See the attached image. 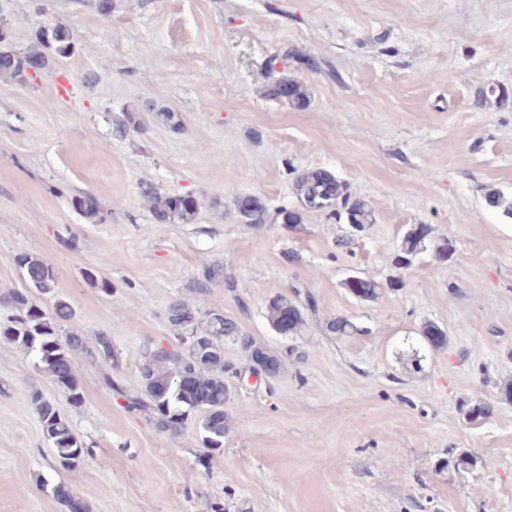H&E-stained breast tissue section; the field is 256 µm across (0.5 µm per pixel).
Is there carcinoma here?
I'll return each instance as SVG.
<instances>
[{
    "instance_id": "cac0c4a2",
    "label": "carcinoma",
    "mask_w": 512,
    "mask_h": 512,
    "mask_svg": "<svg viewBox=\"0 0 512 512\" xmlns=\"http://www.w3.org/2000/svg\"><path fill=\"white\" fill-rule=\"evenodd\" d=\"M8 41V29L0 25V74L20 76L31 68L34 61L39 62L42 68L46 65L48 51L58 58H67L73 52L71 32L63 25L40 29V49L24 56L1 49ZM270 94L285 98L297 107L307 102V91L298 82L276 79L271 85ZM295 190L304 208L319 212L328 219L336 217L357 228L374 221L370 206L363 200L353 198L345 181L324 171L315 170L298 175ZM147 191L153 198L156 216L161 220L184 221L195 213L194 203L176 197H161L151 187ZM238 212L246 224H266L269 220L267 207L257 198L240 200ZM430 234L431 230L426 225L406 232L399 252V261L404 266L411 267L417 255L427 250ZM20 264L29 284L53 300L52 309L45 311L36 307L26 293H10L7 303L19 315L11 324L0 326V339L18 344L33 354L38 364L64 390L70 402L78 405L82 402V394L72 367V353L84 349L91 356L109 364L115 359L112 338L98 336L95 344L89 347L83 337L65 331V326L73 318V309L55 291V277L50 265L27 255L20 258ZM382 289L383 285L379 282L363 277L358 278V283L350 287L355 296L370 301L376 299ZM268 313L272 326L280 334L285 327L290 333L297 331L303 322L299 303L284 295L269 301ZM169 320L183 329L184 335L179 337L180 348L171 352L157 347L145 350L140 367L145 397L126 395L110 379L107 380V386L127 400V408L151 416L162 429L177 428L183 425L190 413L204 411L201 420L204 446L219 451L224 446V403L229 396V387L224 379L227 368L224 362V341L239 344L252 363V372L258 376H276L281 360L253 338L243 335L237 322L231 318L216 315L201 330L198 311L184 302H177L169 308ZM421 337L432 350L444 347L448 341L446 332L432 322L423 326ZM184 370L190 371L193 377V392L189 395L174 388L178 374ZM33 402L43 435L51 445L58 463L66 469L77 467L90 455L91 450L83 446L70 422L52 403L37 395L33 397ZM54 496L65 505L67 512H87L85 503L75 501L62 485L54 487Z\"/></svg>"
}]
</instances>
